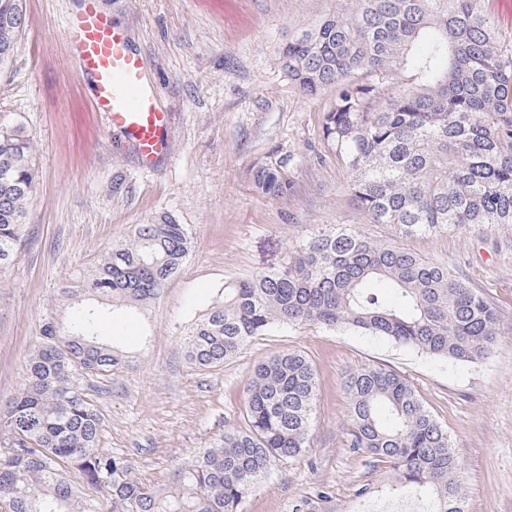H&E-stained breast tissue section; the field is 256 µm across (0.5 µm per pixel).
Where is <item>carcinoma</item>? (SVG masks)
<instances>
[{
	"instance_id": "cac0c4a2",
	"label": "carcinoma",
	"mask_w": 512,
	"mask_h": 512,
	"mask_svg": "<svg viewBox=\"0 0 512 512\" xmlns=\"http://www.w3.org/2000/svg\"><path fill=\"white\" fill-rule=\"evenodd\" d=\"M25 2L0 0V70L27 25ZM279 65L308 97L334 88L324 143L352 176L361 214L390 225L395 239L338 226L291 245L279 269L224 285L184 331L189 360L220 367L273 328L303 324L384 336L434 358H487L500 336L497 306L468 278L397 242L512 225V48L499 45L479 0H356L298 31ZM253 182L272 198L292 190L276 167H258ZM36 188L26 140L0 129V270L16 257ZM191 250L186 225L139 224L60 291L62 304L78 308L65 326L44 324L18 391L0 408L4 512H240L277 465L309 453L319 377L294 349L254 365L241 423L178 465L172 485L145 486L124 456L100 448L103 423L84 380L125 363L104 331L115 312L158 300ZM377 283L392 289L391 301L373 292ZM344 388V445L367 468L355 499L373 498L377 474L387 477L389 496L429 495L428 512H465L448 429L415 386L365 364ZM332 498V487L316 485L290 512H315L314 503Z\"/></svg>"
}]
</instances>
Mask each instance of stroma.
I'll return each instance as SVG.
<instances>
[{"label":"stroma","instance_id":"stroma-1","mask_svg":"<svg viewBox=\"0 0 512 512\" xmlns=\"http://www.w3.org/2000/svg\"><path fill=\"white\" fill-rule=\"evenodd\" d=\"M126 27L131 45L173 115V158L142 171L93 112L75 63L62 48L63 22L78 0H27V26L12 63L0 70V129L20 131L35 157L37 189L26 204L25 241L0 271V404L15 394L26 359L48 320L67 322L60 288L86 273L103 249L139 224L170 217L186 225V269L162 297L119 321L126 354L113 373L87 378L104 424L101 446L125 456L145 485L169 484L183 459L239 424L254 364L286 350L314 362L319 390L308 459L272 471L241 512H289L313 486H333L328 512H351L365 470L343 444L347 372L380 364L416 387L448 430L461 465L467 512H512V227L405 240L447 264L497 305L500 342L476 363L428 357L379 336L285 327L250 343L216 368L185 355L181 333L225 282L280 267L289 244L335 224L387 239L366 223L351 178L321 137L333 98H310L282 74L278 50L351 0H100ZM273 166L292 191L271 198L252 172Z\"/></svg>","mask_w":512,"mask_h":512}]
</instances>
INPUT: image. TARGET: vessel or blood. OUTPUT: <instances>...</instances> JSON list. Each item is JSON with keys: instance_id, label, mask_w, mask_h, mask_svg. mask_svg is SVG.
<instances>
[{"instance_id": "1", "label": "vessel or blood", "mask_w": 512, "mask_h": 512, "mask_svg": "<svg viewBox=\"0 0 512 512\" xmlns=\"http://www.w3.org/2000/svg\"><path fill=\"white\" fill-rule=\"evenodd\" d=\"M64 43L78 66L94 111L147 170L172 157V114L130 45L125 27L104 12L99 0H80L65 19Z\"/></svg>"}]
</instances>
